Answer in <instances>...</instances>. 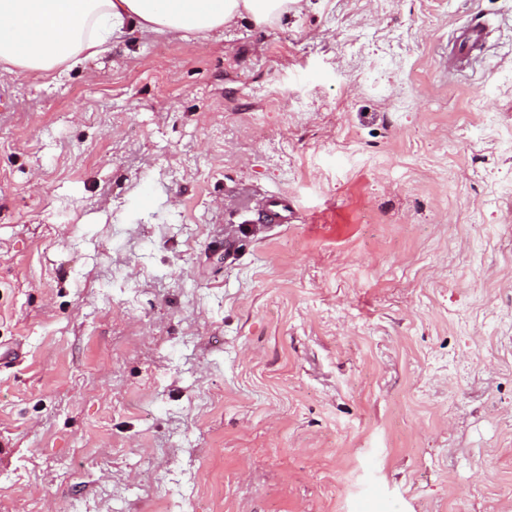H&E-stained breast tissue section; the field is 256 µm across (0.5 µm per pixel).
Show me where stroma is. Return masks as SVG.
I'll list each match as a JSON object with an SVG mask.
<instances>
[{
	"label": "stroma",
	"instance_id": "stroma-1",
	"mask_svg": "<svg viewBox=\"0 0 512 512\" xmlns=\"http://www.w3.org/2000/svg\"><path fill=\"white\" fill-rule=\"evenodd\" d=\"M1 95L0 512H512V0H300ZM485 27L481 21H475L467 27L462 28L455 37L458 56L466 55L469 51L479 45L484 37Z\"/></svg>",
	"mask_w": 512,
	"mask_h": 512
}]
</instances>
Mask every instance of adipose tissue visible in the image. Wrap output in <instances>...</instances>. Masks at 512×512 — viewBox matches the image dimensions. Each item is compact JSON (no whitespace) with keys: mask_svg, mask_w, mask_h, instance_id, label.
Masks as SVG:
<instances>
[{"mask_svg":"<svg viewBox=\"0 0 512 512\" xmlns=\"http://www.w3.org/2000/svg\"><path fill=\"white\" fill-rule=\"evenodd\" d=\"M289 0H0V64L26 77L82 64L126 28L205 33L247 17L263 24Z\"/></svg>","mask_w":512,"mask_h":512,"instance_id":"ef3b65f1","label":"adipose tissue"}]
</instances>
